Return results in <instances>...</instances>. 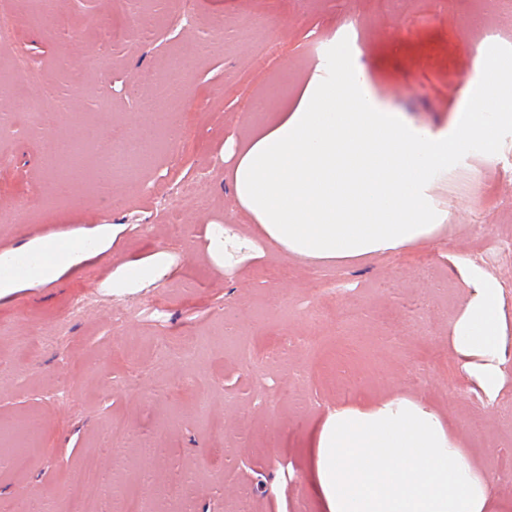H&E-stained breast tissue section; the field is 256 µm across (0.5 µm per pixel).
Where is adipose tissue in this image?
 <instances>
[{"label": "adipose tissue", "mask_w": 512, "mask_h": 512, "mask_svg": "<svg viewBox=\"0 0 512 512\" xmlns=\"http://www.w3.org/2000/svg\"><path fill=\"white\" fill-rule=\"evenodd\" d=\"M512 62L486 66L491 112H466L451 133H431L381 111L352 53L329 56L292 111L259 136L224 147L231 189L264 236L305 261L345 265L439 237L448 217L433 185L465 142L493 147L512 123V94L498 83ZM113 227L34 237L0 250V299L17 289L80 272L111 244ZM168 255L123 263L117 294L153 283ZM470 293L451 332L452 348L488 399L505 385L512 340L502 289L469 268ZM308 480L320 512H512L461 446L453 428L421 400L401 393L330 410L311 434Z\"/></svg>", "instance_id": "1"}]
</instances>
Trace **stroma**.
I'll list each match as a JSON object with an SVG mask.
<instances>
[{"instance_id": "35a3bbf8", "label": "stroma", "mask_w": 512, "mask_h": 512, "mask_svg": "<svg viewBox=\"0 0 512 512\" xmlns=\"http://www.w3.org/2000/svg\"><path fill=\"white\" fill-rule=\"evenodd\" d=\"M1 15L15 39L0 50V249L100 224L114 225L116 237L78 274L0 300V512H64L92 454L103 512L131 491L158 512H235L245 494L253 512H318L306 454L316 422L394 388L457 422L496 493L512 501V426L450 341L468 298L456 261L512 243V123L493 150L463 148L434 185L448 209L440 237L346 266L257 238L224 162L225 142L293 102L348 32L383 111L437 133L459 113L491 109L478 91L484 66L512 59V43L487 39L512 29V9L500 0H54L42 19L29 0H0ZM214 34L220 51L193 56L195 40ZM14 54L66 100V118L17 112L38 88L10 80ZM176 56L188 61L175 102L182 136L113 173L124 205L111 208L84 133L136 131L141 75ZM47 131L72 147L49 164L40 150ZM68 179L73 189L58 194ZM192 182L206 186V208L187 193ZM213 224L254 238V248L229 244L227 264L217 263L207 250ZM158 251L173 260L166 275L112 293L120 263ZM393 330L398 341L386 342ZM292 336L311 337V347L262 362ZM215 416L224 419L220 440L209 427Z\"/></svg>"}]
</instances>
